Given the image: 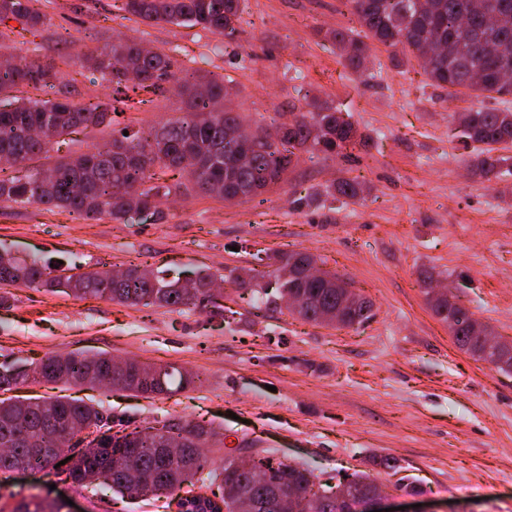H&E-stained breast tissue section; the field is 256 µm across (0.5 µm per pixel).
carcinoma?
<instances>
[{"mask_svg":"<svg viewBox=\"0 0 512 512\" xmlns=\"http://www.w3.org/2000/svg\"><path fill=\"white\" fill-rule=\"evenodd\" d=\"M34 2L0 0V25L17 23L26 52L36 57L45 17L34 8ZM342 5L352 15L351 26L330 31L327 37L336 44L344 68L377 80L381 72L368 68L374 44L402 47L401 60L408 62L421 61L420 50L426 44L450 43L451 55L422 61L430 85L450 93L463 88L484 99L512 94V83L501 81L502 70L512 71V0H432L429 7L421 0H342ZM123 10L147 24H189L228 40L235 39L242 24L248 23L245 0H124ZM84 57L93 70L108 77L112 106L75 101L50 64L36 60L20 64L11 56H0V98L13 104L0 111L1 163L20 166L48 152L53 139L74 128L103 124L108 110H118L132 95H157L168 84L182 89L189 111L149 133L128 127L112 138L109 146L58 160L46 169L0 177V203L63 208L73 219L87 222L121 220L135 207L155 209L162 198L189 189L207 194L212 184L222 185L224 200L246 202L277 186L303 150L344 157L363 144L362 136L342 112L320 107L315 112L294 113L284 137L276 144H259L250 163L241 166L236 155L245 150V144L231 138L229 132L241 124L242 117L232 109L217 108L226 95L224 80L179 68L170 54L159 50L146 53L141 42L132 39L102 51L90 50ZM24 87L50 89L54 97L32 100L17 96ZM458 121L467 139L484 145L472 162L473 174L500 173L507 158L495 151L500 145L512 144V109L478 106L459 113ZM186 158L192 163L185 166ZM174 169L188 170V183L171 186L161 182L162 174ZM361 193L358 179L341 178L333 186L332 197L350 204L357 202ZM282 259L291 270L289 278L275 281L279 297L297 299L299 308L294 313L299 318L328 323V313L336 310L342 298L343 289L336 287L341 277L326 270L320 279L308 278L306 270L318 260L304 251L288 252ZM213 279L211 272L197 274L191 293L180 280L152 274L144 264L129 265L125 278L114 281L104 270L48 278L37 259L0 263V284L4 286L50 288L79 298L178 311L212 303L209 285ZM426 297L433 315L448 324L460 349L501 371H512V347L480 343L467 326V310L447 295L436 299L429 290ZM372 316V302L361 296L333 326L353 328ZM150 371L136 361L118 364L102 353L52 355L29 369L0 364V392L29 380L92 389L110 376L113 390L149 396L185 390L193 382L190 374L174 366L161 382L149 379ZM87 428L101 434L96 447L71 458L56 452L68 446L65 432L76 434ZM214 436L212 429L180 420L154 431L114 432L99 409L69 396L53 400L0 398V471L49 467L62 480L81 488L94 478L102 493L112 489L134 498L163 496L181 502L195 498L185 494V489L194 487L197 480L217 485L226 512H244L249 501L267 500L277 489L313 482L308 469L270 457L257 460L262 466L274 467L268 484L253 482L230 458L220 473L206 472L200 448ZM61 461L64 465L57 466ZM375 484L365 472L348 476L352 496ZM14 512H65V504L30 495ZM303 512L346 510L329 494L315 492Z\"/></svg>","mask_w":512,"mask_h":512,"instance_id":"cac0c4a2","label":"carcinoma"}]
</instances>
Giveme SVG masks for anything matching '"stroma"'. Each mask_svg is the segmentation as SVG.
Listing matches in <instances>:
<instances>
[{
	"mask_svg": "<svg viewBox=\"0 0 512 512\" xmlns=\"http://www.w3.org/2000/svg\"><path fill=\"white\" fill-rule=\"evenodd\" d=\"M122 3L36 4L47 18L39 60L57 63L76 100L111 97L84 63L87 49L134 37L223 78L247 122L280 125L320 103L349 114L368 142L349 158L301 153L260 204L193 192L155 215L80 223L59 208L0 203V251L60 260L77 273L143 262L188 279L204 269L267 272L283 253L305 250L370 299L374 316L355 329L314 324L279 302L254 307L250 288L226 279L214 304L181 312L22 287L0 304V362L102 352L173 365L193 387L69 394L138 428L178 419L214 428L204 449L212 468L232 449L269 453L308 468L325 488L367 472L387 485L385 507L404 512H512V372L460 350L426 302L427 288H449L512 343V176L470 171L481 147L465 141L456 115L473 97L428 85L418 62L396 65L381 46L372 59L384 82L345 69L324 35L350 23L340 0H246L252 23L230 43L199 27L143 24ZM64 29L73 38L66 46L57 39ZM243 51L251 61L235 69L231 55ZM184 110V97L169 92L117 120L148 130ZM111 139L110 126L80 127L51 154L88 153ZM340 177L362 183L357 203L327 197ZM376 455L396 458L397 470L373 464ZM0 484L70 499L71 512H179L78 490L49 469L0 472Z\"/></svg>",
	"mask_w": 512,
	"mask_h": 512,
	"instance_id": "35a3bbf8",
	"label": "stroma"
}]
</instances>
